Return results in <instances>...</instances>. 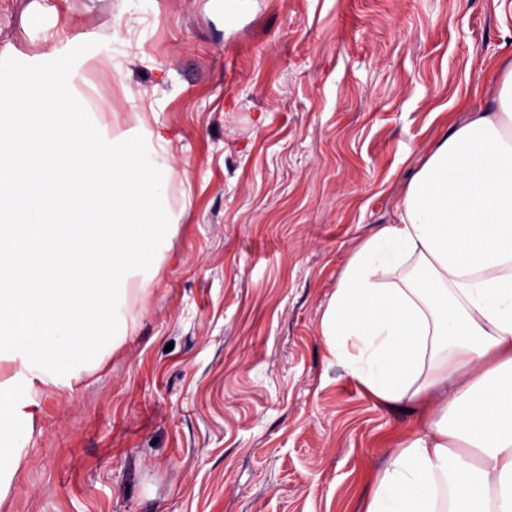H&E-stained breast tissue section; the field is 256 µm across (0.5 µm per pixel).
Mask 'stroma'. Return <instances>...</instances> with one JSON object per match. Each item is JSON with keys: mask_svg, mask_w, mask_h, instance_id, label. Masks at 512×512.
Segmentation results:
<instances>
[{"mask_svg": "<svg viewBox=\"0 0 512 512\" xmlns=\"http://www.w3.org/2000/svg\"><path fill=\"white\" fill-rule=\"evenodd\" d=\"M78 59L103 126L162 132L176 230L136 330L46 389L0 512H360L418 412L330 363L349 257L450 124L488 107L512 0H0V67ZM255 2L256 0H225V31H232L237 29L242 21L253 13L256 4Z\"/></svg>", "mask_w": 512, "mask_h": 512, "instance_id": "1", "label": "stroma"}]
</instances>
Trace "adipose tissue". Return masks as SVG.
<instances>
[{
  "instance_id": "obj_1",
  "label": "adipose tissue",
  "mask_w": 512,
  "mask_h": 512,
  "mask_svg": "<svg viewBox=\"0 0 512 512\" xmlns=\"http://www.w3.org/2000/svg\"><path fill=\"white\" fill-rule=\"evenodd\" d=\"M57 57L0 107V239L10 263L51 243L53 281L0 288V499L22 468L40 388L69 389L135 330L132 299L170 250L163 135L108 133ZM492 104L451 126L410 178L398 221L349 258L321 322L330 359L376 402L420 408L362 512H512V59L476 76ZM50 154L48 166L36 159Z\"/></svg>"
}]
</instances>
